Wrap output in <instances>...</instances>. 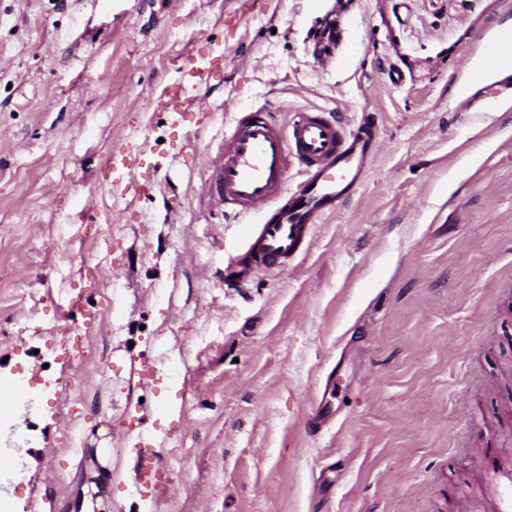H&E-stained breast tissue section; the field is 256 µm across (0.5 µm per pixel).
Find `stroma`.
<instances>
[{
	"label": "stroma",
	"mask_w": 512,
	"mask_h": 512,
	"mask_svg": "<svg viewBox=\"0 0 512 512\" xmlns=\"http://www.w3.org/2000/svg\"><path fill=\"white\" fill-rule=\"evenodd\" d=\"M333 3L0 0V378L31 399L0 416V512H496L512 73L473 66L512 0H344L323 66ZM196 49L220 76L177 117L159 96ZM261 106L371 117L382 147L305 251L228 287L242 226L213 172ZM131 140L142 189L115 196L99 174Z\"/></svg>",
	"instance_id": "obj_1"
}]
</instances>
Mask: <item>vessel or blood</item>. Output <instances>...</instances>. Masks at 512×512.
Returning a JSON list of instances; mask_svg holds the SVG:
<instances>
[{
    "label": "vessel or blood",
    "mask_w": 512,
    "mask_h": 512,
    "mask_svg": "<svg viewBox=\"0 0 512 512\" xmlns=\"http://www.w3.org/2000/svg\"><path fill=\"white\" fill-rule=\"evenodd\" d=\"M182 70L181 83L162 94L165 107L178 115L191 111L198 90L219 74L212 60L201 54L187 55ZM380 147L373 132H348L340 121L321 113H299L285 128L263 106L241 116L224 141L216 189L219 200L247 220L245 251L229 260L225 281L240 283L257 268L273 269L293 259L312 224L351 195L366 159ZM138 154L135 148L112 154L100 175L102 183L124 194L137 190ZM293 165L302 169L305 179L287 205L275 206L283 176ZM252 214L258 215V222H249ZM25 397L21 384L0 385V413L13 412Z\"/></svg>",
    "instance_id": "b4317fda"
}]
</instances>
